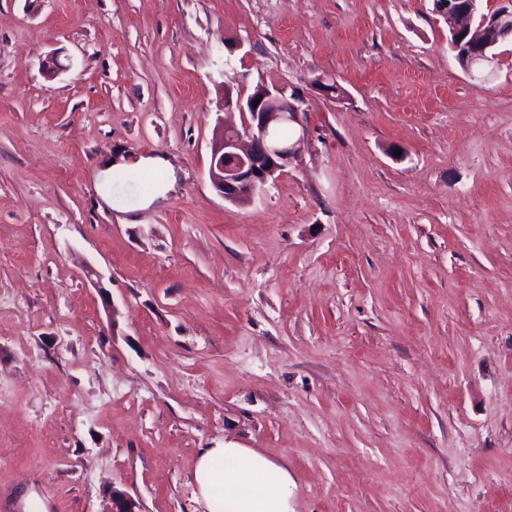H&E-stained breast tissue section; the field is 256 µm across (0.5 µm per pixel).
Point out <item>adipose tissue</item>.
<instances>
[{
    "label": "adipose tissue",
    "mask_w": 512,
    "mask_h": 512,
    "mask_svg": "<svg viewBox=\"0 0 512 512\" xmlns=\"http://www.w3.org/2000/svg\"><path fill=\"white\" fill-rule=\"evenodd\" d=\"M103 172L138 170L159 173L161 183L141 199L139 209H146L176 185L173 163L165 156L134 157L123 153L102 158ZM194 480L201 497L222 500L224 512H290L294 484L287 469L251 448L232 444L201 449Z\"/></svg>",
    "instance_id": "1"
}]
</instances>
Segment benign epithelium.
I'll list each match as a JSON object with an SVG mask.
<instances>
[{
	"mask_svg": "<svg viewBox=\"0 0 512 512\" xmlns=\"http://www.w3.org/2000/svg\"><path fill=\"white\" fill-rule=\"evenodd\" d=\"M481 0H433L434 11L448 24V44L468 72L493 59V50L512 39V0H501L491 12L480 9ZM258 106H252L255 100ZM302 101L283 87L259 86L246 98L225 102L242 113L244 127L217 122L211 142L208 172L213 188L224 200L243 204L264 192L296 160L305 144ZM283 128L293 131L277 136ZM110 512H143L140 500L112 490Z\"/></svg>",
	"mask_w": 512,
	"mask_h": 512,
	"instance_id": "benign-epithelium-1",
	"label": "benign epithelium"
}]
</instances>
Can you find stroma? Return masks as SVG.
Listing matches in <instances>:
<instances>
[{"instance_id":"stroma-1","label":"stroma","mask_w":512,"mask_h":512,"mask_svg":"<svg viewBox=\"0 0 512 512\" xmlns=\"http://www.w3.org/2000/svg\"><path fill=\"white\" fill-rule=\"evenodd\" d=\"M260 85L305 146L234 204ZM117 149L179 176L132 224ZM226 442L292 512H512V41L477 80L433 0H0V512H210ZM256 99L260 103L254 107ZM301 104L300 97L288 94L286 88L258 86L247 98L235 102L244 117L242 131L218 120L208 176L224 201H251L296 160L305 144ZM283 128L292 129L291 138L277 136Z\"/></svg>"}]
</instances>
